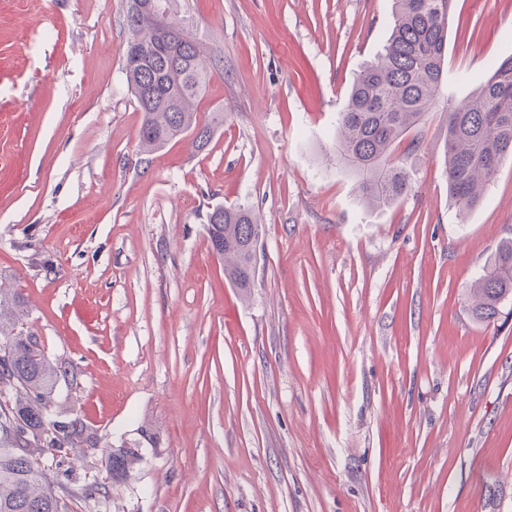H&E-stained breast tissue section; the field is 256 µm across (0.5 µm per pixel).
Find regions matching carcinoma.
Wrapping results in <instances>:
<instances>
[{
  "instance_id": "obj_1",
  "label": "carcinoma",
  "mask_w": 512,
  "mask_h": 512,
  "mask_svg": "<svg viewBox=\"0 0 512 512\" xmlns=\"http://www.w3.org/2000/svg\"><path fill=\"white\" fill-rule=\"evenodd\" d=\"M127 0V44L142 46L135 64L124 63L127 82L143 112L140 147L154 152L193 130L205 149L220 125H204L197 104L212 78L209 53L186 31L185 18L171 17L173 0ZM456 0H394V26L387 44L364 64L339 113L333 160L361 181L362 200L371 208L388 207L411 189V175L395 149L417 128L441 92L448 53V28ZM445 165L448 191L460 212L475 207L503 162L512 160V56L493 66L477 94L448 102ZM261 224L245 206H219L207 216L210 246L224 260V274L244 292L254 287L252 246ZM512 297V239L470 288V312L481 323L500 312ZM0 512H70L64 497L43 486L42 471L26 448L51 454L96 438L72 421L51 420L48 408L63 377L62 366L31 345L24 330L27 313L17 292L0 289ZM135 453H112L107 468L116 479L127 475Z\"/></svg>"
}]
</instances>
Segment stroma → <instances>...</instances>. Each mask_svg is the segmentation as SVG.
<instances>
[{
	"mask_svg": "<svg viewBox=\"0 0 512 512\" xmlns=\"http://www.w3.org/2000/svg\"><path fill=\"white\" fill-rule=\"evenodd\" d=\"M175 10L213 60L198 116L224 124L145 153L125 0H0V286L74 374L54 408L99 437L37 453L46 484L72 512H512V299L487 324L467 299L512 238V161L460 218L443 163L444 103L512 55V0H457L383 210L328 157L392 0ZM219 204L260 218L250 292L210 247ZM135 462V453L127 449H119L112 453V457L108 459L107 468L112 473V478L126 476Z\"/></svg>",
	"mask_w": 512,
	"mask_h": 512,
	"instance_id": "obj_1",
	"label": "stroma"
}]
</instances>
